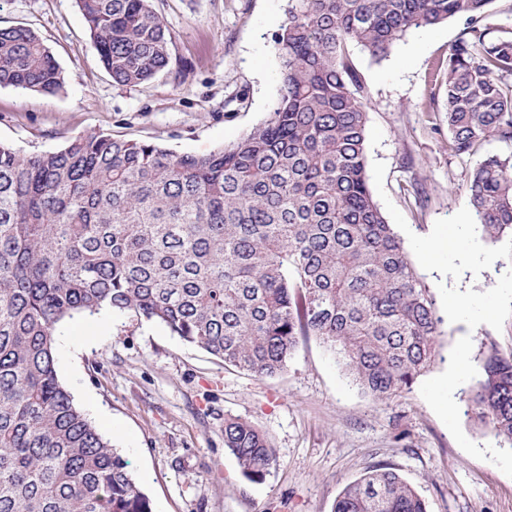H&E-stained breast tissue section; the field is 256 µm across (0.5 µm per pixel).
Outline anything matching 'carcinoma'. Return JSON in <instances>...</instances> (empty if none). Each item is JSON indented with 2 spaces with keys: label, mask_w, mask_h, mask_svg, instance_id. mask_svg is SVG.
Segmentation results:
<instances>
[{
  "label": "carcinoma",
  "mask_w": 512,
  "mask_h": 512,
  "mask_svg": "<svg viewBox=\"0 0 512 512\" xmlns=\"http://www.w3.org/2000/svg\"><path fill=\"white\" fill-rule=\"evenodd\" d=\"M492 0H288L275 35L280 97L267 120L208 155L91 133L24 155L0 142V512H153L127 463L59 382L54 336L78 314L134 311L259 377L319 339L382 401L434 362L442 320L367 177L370 90L356 51L379 62L413 29L466 17L438 76L448 151L512 141V36L484 23ZM112 79L172 66L150 0H79ZM63 84L42 39L0 28V86ZM482 235L512 233V165L485 156L468 184ZM468 407L512 443V354L484 344ZM243 476L276 461L250 422L224 419ZM334 512H428L380 466Z\"/></svg>",
  "instance_id": "obj_1"
}]
</instances>
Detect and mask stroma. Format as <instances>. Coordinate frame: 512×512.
Masks as SVG:
<instances>
[{
  "label": "stroma",
  "instance_id": "stroma-1",
  "mask_svg": "<svg viewBox=\"0 0 512 512\" xmlns=\"http://www.w3.org/2000/svg\"><path fill=\"white\" fill-rule=\"evenodd\" d=\"M172 36V71L135 86L112 81L78 0H0V27L24 25L62 71L55 95L0 87V140L24 153L105 133L206 155L268 118L280 95L274 42L287 0H151ZM466 28L455 17L415 29L379 62L360 56L371 89L366 125L373 198L404 242L443 323L433 366L397 396L363 394L316 338L273 378L223 361L128 311L59 325L56 371L75 403L127 461L153 512H333L344 488L393 468L428 512H512V444L467 413L483 341L512 354V236L471 222L466 190L489 153L448 151L444 88L433 73ZM447 242L434 257L432 237ZM462 304L449 311L448 299ZM266 433L277 461L245 478L224 447V420Z\"/></svg>",
  "mask_w": 512,
  "mask_h": 512
}]
</instances>
